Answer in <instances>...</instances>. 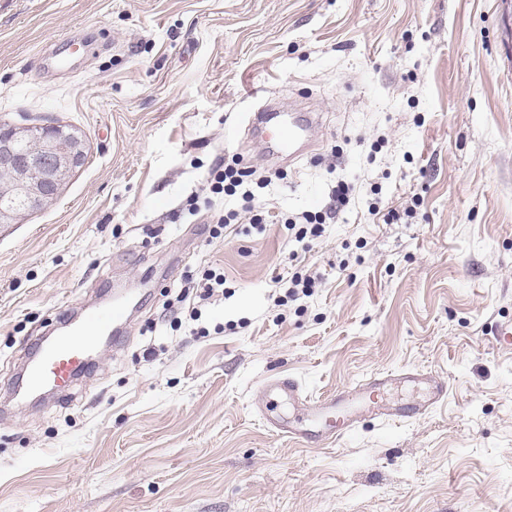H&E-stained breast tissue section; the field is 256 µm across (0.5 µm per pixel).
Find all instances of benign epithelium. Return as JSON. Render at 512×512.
Segmentation results:
<instances>
[{"label":"benign epithelium","mask_w":512,"mask_h":512,"mask_svg":"<svg viewBox=\"0 0 512 512\" xmlns=\"http://www.w3.org/2000/svg\"><path fill=\"white\" fill-rule=\"evenodd\" d=\"M76 135L53 125L0 123V224H13L56 199L60 186L83 161Z\"/></svg>","instance_id":"obj_1"}]
</instances>
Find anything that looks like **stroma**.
I'll use <instances>...</instances> for the list:
<instances>
[{
    "label": "stroma",
    "mask_w": 512,
    "mask_h": 512,
    "mask_svg": "<svg viewBox=\"0 0 512 512\" xmlns=\"http://www.w3.org/2000/svg\"><path fill=\"white\" fill-rule=\"evenodd\" d=\"M501 0H0V119L76 129L58 197L0 224V512H512V36ZM273 102L323 125L295 160L248 132ZM272 183L264 222L189 216L221 157ZM349 206L321 237L285 219ZM378 215H371V208ZM395 210L397 219L382 215ZM315 277L290 293L295 269ZM223 297L171 321L185 275ZM136 307L81 382L8 403L63 311ZM430 373L447 398L337 445L268 419ZM266 407L259 416L258 407ZM350 188L348 185L339 184L334 190L329 205L324 213H304L297 222L295 219H287L284 224L288 231H294L295 238L304 240L306 237L312 239L318 238L324 231L323 224H326V219L336 218L343 207L350 202Z\"/></svg>",
    "instance_id": "1"
}]
</instances>
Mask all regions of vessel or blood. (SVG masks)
Wrapping results in <instances>:
<instances>
[{"instance_id":"vessel-or-blood-1","label":"vessel or blood","mask_w":512,"mask_h":512,"mask_svg":"<svg viewBox=\"0 0 512 512\" xmlns=\"http://www.w3.org/2000/svg\"><path fill=\"white\" fill-rule=\"evenodd\" d=\"M125 302L116 301L105 307L86 309L73 333H61L48 338L39 337L37 351L25 367V384L29 390H49L67 393L88 368L92 354L111 325L124 320ZM397 383L420 385L425 390L424 408L441 403L447 388L432 376L406 370L377 377L360 385L354 391H342L324 399L311 401L303 397L296 382L274 378L267 382L270 395H285L299 404L308 421L307 426L277 424L279 434L292 440L308 437L311 431L321 433L324 443L331 444L350 435L357 423L358 412L365 411L377 418L404 420L410 418V409L390 404L385 398L389 386Z\"/></svg>"}]
</instances>
